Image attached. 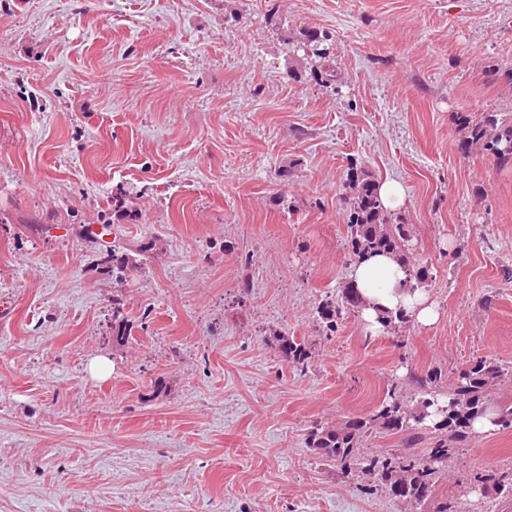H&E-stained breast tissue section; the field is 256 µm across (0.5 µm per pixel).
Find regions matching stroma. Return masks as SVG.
Wrapping results in <instances>:
<instances>
[{
  "label": "stroma",
  "mask_w": 512,
  "mask_h": 512,
  "mask_svg": "<svg viewBox=\"0 0 512 512\" xmlns=\"http://www.w3.org/2000/svg\"><path fill=\"white\" fill-rule=\"evenodd\" d=\"M304 26L339 90L289 78ZM511 68L512 0H0V512H404L306 438L428 368L512 366V168L455 122L511 119ZM353 163L404 188L431 326H318ZM509 465L512 427L471 437L435 494L507 512L473 478ZM279 352L281 357L288 364H292L301 370L308 367L311 359V350L304 342L289 338V336L279 335L277 338Z\"/></svg>",
  "instance_id": "obj_1"
}]
</instances>
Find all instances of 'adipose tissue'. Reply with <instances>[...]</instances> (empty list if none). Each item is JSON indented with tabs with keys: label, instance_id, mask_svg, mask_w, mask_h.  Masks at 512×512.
Returning a JSON list of instances; mask_svg holds the SVG:
<instances>
[{
	"label": "adipose tissue",
	"instance_id": "adipose-tissue-1",
	"mask_svg": "<svg viewBox=\"0 0 512 512\" xmlns=\"http://www.w3.org/2000/svg\"><path fill=\"white\" fill-rule=\"evenodd\" d=\"M349 278L366 301L360 318L370 333L382 332L380 316L385 312L406 311L422 325L434 323L439 316L425 291L406 286L404 269L392 256L377 254L354 264Z\"/></svg>",
	"mask_w": 512,
	"mask_h": 512
}]
</instances>
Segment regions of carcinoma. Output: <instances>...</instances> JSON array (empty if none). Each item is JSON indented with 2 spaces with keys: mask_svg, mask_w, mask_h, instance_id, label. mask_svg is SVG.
Instances as JSON below:
<instances>
[{
  "mask_svg": "<svg viewBox=\"0 0 512 512\" xmlns=\"http://www.w3.org/2000/svg\"><path fill=\"white\" fill-rule=\"evenodd\" d=\"M326 34L304 27L285 39L291 59H315L318 65L310 71L312 77L325 87L339 81L335 61ZM460 133L459 149L463 154L480 151L499 169L512 167V122L494 114L479 118L468 112L456 114ZM346 192L341 205L347 215L351 263L355 264L373 253L386 252L396 256L405 268L407 283L424 285L429 270L410 259V225L397 224L378 196L379 184L358 167L351 166ZM362 299L350 282L339 285L336 296L319 303L317 317L323 331L334 333L338 325L352 312L359 311ZM128 331L121 302H112V342L125 345ZM283 360L296 368L305 369L311 359V350L305 343L285 335L277 337ZM512 375V368L497 360L477 358L461 368L448 391L437 390L442 382V370L430 369L416 380L417 395L409 405L395 390H390L378 409L366 418L353 419L341 426L315 427L308 435V448L319 458L330 462L343 474L357 467L374 476L385 485L388 493L405 503L409 512H468L467 507L446 498L434 496L438 474L446 470L448 457L458 445L471 435L472 423L487 413L497 416L503 428L512 426V406L495 403L493 389L504 377ZM436 408L437 419L432 428L438 432L428 456H404L392 453L373 458L369 463L361 459L360 448L364 437L373 432L409 433L408 442L423 441L417 425L429 417L427 409ZM477 485L494 492L504 502L512 503V466L492 474L480 476Z\"/></svg>",
  "mask_w": 512,
  "mask_h": 512,
  "instance_id": "1",
  "label": "carcinoma"
}]
</instances>
